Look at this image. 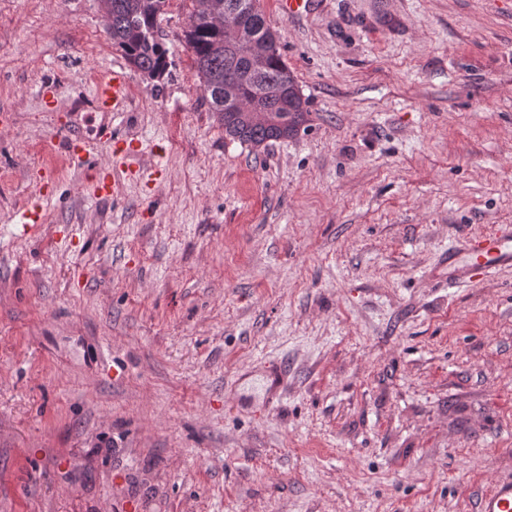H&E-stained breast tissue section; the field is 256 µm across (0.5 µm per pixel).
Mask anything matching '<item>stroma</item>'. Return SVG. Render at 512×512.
<instances>
[{"label":"stroma","mask_w":512,"mask_h":512,"mask_svg":"<svg viewBox=\"0 0 512 512\" xmlns=\"http://www.w3.org/2000/svg\"><path fill=\"white\" fill-rule=\"evenodd\" d=\"M260 6L310 115L256 148L191 0L155 81L100 0H0V512H479L512 480V267L447 264L512 224V0ZM130 83L123 71L112 69L97 83L92 96V104L99 112H122L130 98ZM91 189L93 195L97 198H108L113 195L117 189L115 177L112 175V165H99L93 175Z\"/></svg>","instance_id":"35a3bbf8"}]
</instances>
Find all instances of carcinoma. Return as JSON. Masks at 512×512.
Segmentation results:
<instances>
[{
  "label": "carcinoma",
  "mask_w": 512,
  "mask_h": 512,
  "mask_svg": "<svg viewBox=\"0 0 512 512\" xmlns=\"http://www.w3.org/2000/svg\"><path fill=\"white\" fill-rule=\"evenodd\" d=\"M103 2L112 45L144 76L163 77L171 66L161 33L168 0ZM193 2L185 41L225 135L252 146L296 135L308 121V100L282 58L279 35L267 23L259 0ZM232 12L240 15L233 31L224 25V16ZM257 106L267 116L262 122L248 118Z\"/></svg>",
  "instance_id": "1"
}]
</instances>
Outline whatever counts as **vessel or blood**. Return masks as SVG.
Instances as JSON below:
<instances>
[{"instance_id": "obj_1", "label": "vessel or blood", "mask_w": 512, "mask_h": 512, "mask_svg": "<svg viewBox=\"0 0 512 512\" xmlns=\"http://www.w3.org/2000/svg\"><path fill=\"white\" fill-rule=\"evenodd\" d=\"M130 98V83L124 72L112 71L97 83L92 104L99 112L124 111ZM91 189L95 197L108 198L117 189L112 167L99 165L93 175ZM512 266V225H501L490 235L467 239L448 254V279H468L477 283L496 270ZM479 512H512V481L497 482L482 495Z\"/></svg>"}]
</instances>
